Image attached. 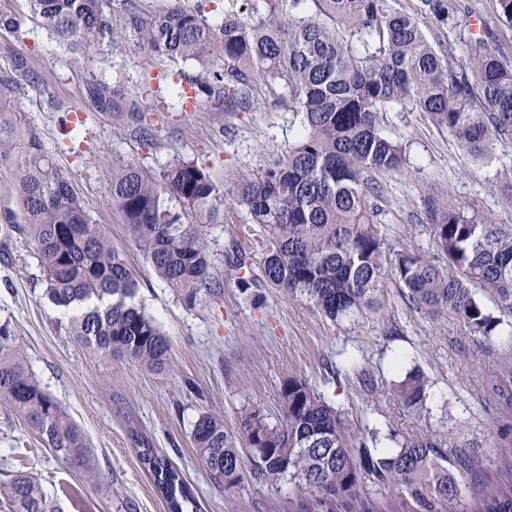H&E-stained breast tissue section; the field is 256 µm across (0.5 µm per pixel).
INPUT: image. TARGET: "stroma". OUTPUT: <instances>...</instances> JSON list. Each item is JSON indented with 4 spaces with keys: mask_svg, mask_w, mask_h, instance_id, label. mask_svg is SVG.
I'll return each mask as SVG.
<instances>
[{
    "mask_svg": "<svg viewBox=\"0 0 512 512\" xmlns=\"http://www.w3.org/2000/svg\"><path fill=\"white\" fill-rule=\"evenodd\" d=\"M457 4L454 21L438 27L419 12L418 0H399L431 42L452 47L456 56H465L479 36L512 58V27L498 20L494 0ZM21 56L31 60L35 75L19 81L14 61ZM68 56L31 21H22L17 32L0 29V98L37 133L94 223L124 255L140 282L138 302L170 340L172 368L158 374L129 359H106L65 334L67 317L43 296L44 276L18 218L17 171L0 164V325L9 326L30 372L86 434L105 484L93 487L68 470L21 418L2 408L0 475L14 470L22 453L63 512H166L137 457L138 443L145 440L182 472L200 512H297L307 489L258 477L247 448L239 483L219 488L191 437L206 412L223 416L231 432L239 430L246 408L279 422L281 386L292 375L338 407L350 430L390 426L405 437L452 431L461 447L483 460L464 482L467 499L483 497L512 477V409L500 408L484 386L490 375L512 368V335H467L453 315L435 318L404 302L392 283L387 312L401 328L397 334L388 333L383 322H332L306 298L276 293L260 282L240 288L226 246L241 242L255 266L263 250L255 225L229 201L223 223L207 228L212 271L223 291L194 306L156 278L129 239L107 192L113 162L131 159L155 171L180 157L219 179L256 170L293 141L291 112L269 98L247 112H186L145 146L107 116L88 111L83 97L93 73L132 89L140 79V58L117 53L94 61L88 71L71 65ZM50 96L64 103V111L46 109ZM381 126L406 147L399 171L372 176L377 194L369 202L377 206V221L391 245L431 250L423 201L432 196L450 198L468 214L512 224V140L497 143L492 162L485 163L473 161L418 113H382ZM411 369L421 370L430 384L426 404L417 410L393 392ZM364 371L374 376V390L359 385Z\"/></svg>",
    "mask_w": 512,
    "mask_h": 512,
    "instance_id": "obj_1",
    "label": "stroma"
}]
</instances>
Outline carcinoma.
<instances>
[{
  "label": "carcinoma",
  "instance_id": "1",
  "mask_svg": "<svg viewBox=\"0 0 512 512\" xmlns=\"http://www.w3.org/2000/svg\"><path fill=\"white\" fill-rule=\"evenodd\" d=\"M37 26L59 43H82L75 65L94 60L106 43L152 57L136 88L124 93L92 73L83 97L141 141L157 139L154 114L247 112L258 90L281 86L277 104L293 113L297 136L288 149L234 182L236 205L263 231L262 282L314 303L333 322L387 318L385 281L430 316L451 313L468 334L489 336L512 313V224L468 215L451 199L429 197L425 210L443 267L420 250L388 246L367 193L369 173L402 168V144L380 127V112H418L451 135L467 155L493 158L495 142L512 138V62L474 41L465 60L429 42L397 0H254L243 17L224 0V21L211 25L197 0H24ZM439 26L457 13L455 0H418ZM191 61L199 73L166 63ZM16 167V191L44 275L45 296L74 312L66 333L103 356H126L150 369H170V343L156 320L135 303L139 281L123 255L92 222L68 178L37 134L0 116V163ZM112 207L156 277L192 307L221 291L211 271L205 227L224 223L221 188L210 172L175 159L156 173L133 161L112 163ZM175 200L180 210L167 205ZM229 263L240 271L249 256L236 245ZM493 298L491 308L483 296ZM486 385L512 406V371ZM428 378L410 370L396 387L408 407L423 406ZM281 421L245 409L240 425L259 475L315 492L299 512H381L359 494L366 483L405 491L414 512H512V482L460 507L465 474L479 458L453 434L397 438L394 430L347 431L342 411L305 379L290 376L280 393ZM0 406L23 419L54 455L102 485L85 433L27 368L8 326H0ZM192 443L215 483L241 479L238 439L224 418L205 413ZM168 512H199L196 497L169 459L138 449ZM8 512H62L38 479L23 470L0 480Z\"/></svg>",
  "mask_w": 512,
  "mask_h": 512
}]
</instances>
